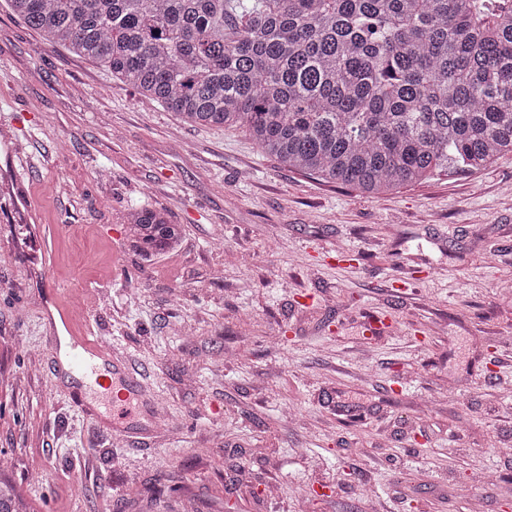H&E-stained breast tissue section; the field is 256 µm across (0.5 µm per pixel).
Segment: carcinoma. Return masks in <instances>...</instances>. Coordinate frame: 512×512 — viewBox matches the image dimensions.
I'll use <instances>...</instances> for the list:
<instances>
[{
	"instance_id": "obj_1",
	"label": "carcinoma",
	"mask_w": 512,
	"mask_h": 512,
	"mask_svg": "<svg viewBox=\"0 0 512 512\" xmlns=\"http://www.w3.org/2000/svg\"><path fill=\"white\" fill-rule=\"evenodd\" d=\"M52 45L190 125L236 127L289 170L367 195L512 153L507 0H9ZM152 261L166 210L130 209ZM0 512H29L3 478Z\"/></svg>"
}]
</instances>
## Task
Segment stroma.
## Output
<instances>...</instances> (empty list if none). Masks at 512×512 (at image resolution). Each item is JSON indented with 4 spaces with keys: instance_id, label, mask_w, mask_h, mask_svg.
Instances as JSON below:
<instances>
[{
    "instance_id": "obj_1",
    "label": "stroma",
    "mask_w": 512,
    "mask_h": 512,
    "mask_svg": "<svg viewBox=\"0 0 512 512\" xmlns=\"http://www.w3.org/2000/svg\"><path fill=\"white\" fill-rule=\"evenodd\" d=\"M13 186L0 222V453L31 512H512V154L377 195L290 171L237 128L191 126L51 45L0 0ZM183 237L144 261L129 207ZM48 250L30 272L21 255ZM158 407L88 416L43 300Z\"/></svg>"
}]
</instances>
